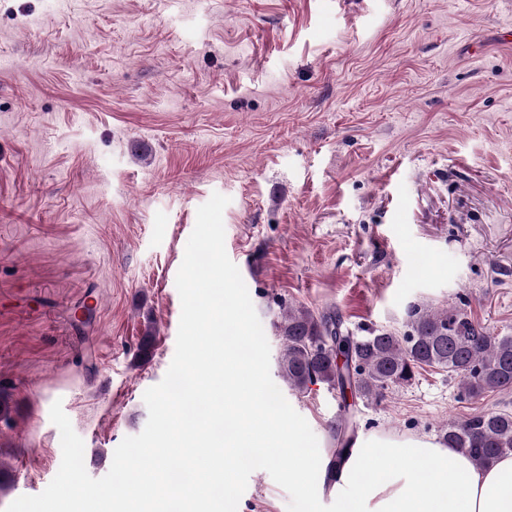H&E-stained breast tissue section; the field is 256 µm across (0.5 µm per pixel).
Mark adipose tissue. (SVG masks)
Segmentation results:
<instances>
[{
    "label": "adipose tissue",
    "instance_id": "obj_1",
    "mask_svg": "<svg viewBox=\"0 0 512 512\" xmlns=\"http://www.w3.org/2000/svg\"><path fill=\"white\" fill-rule=\"evenodd\" d=\"M378 448L389 466L368 472ZM331 478L336 512H512V454L482 469L429 440L371 434Z\"/></svg>",
    "mask_w": 512,
    "mask_h": 512
}]
</instances>
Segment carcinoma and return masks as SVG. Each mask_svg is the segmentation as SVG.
Returning <instances> with one entry per match:
<instances>
[{
  "label": "carcinoma",
  "mask_w": 512,
  "mask_h": 512,
  "mask_svg": "<svg viewBox=\"0 0 512 512\" xmlns=\"http://www.w3.org/2000/svg\"><path fill=\"white\" fill-rule=\"evenodd\" d=\"M402 336L370 330L365 336L343 333L336 315L317 314L303 305L288 306L276 325L285 344L279 377L298 394L323 384L346 396L378 401L387 389L411 383L416 372L437 367L460 378L467 398L512 388V336L494 335L458 309L416 306ZM336 442L330 467L351 450L345 426H330ZM442 443L468 457L477 468L512 453V414L476 412L440 429Z\"/></svg>",
  "instance_id": "carcinoma-1"
}]
</instances>
